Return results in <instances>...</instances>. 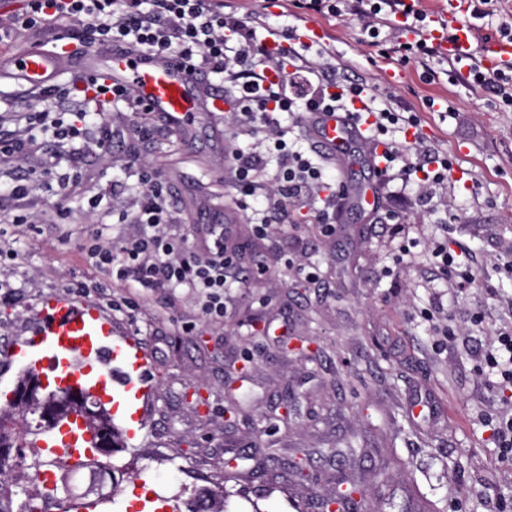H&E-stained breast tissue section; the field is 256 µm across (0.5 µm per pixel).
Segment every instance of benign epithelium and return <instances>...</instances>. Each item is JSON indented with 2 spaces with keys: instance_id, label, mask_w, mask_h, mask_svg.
Wrapping results in <instances>:
<instances>
[{
  "instance_id": "benign-epithelium-1",
  "label": "benign epithelium",
  "mask_w": 512,
  "mask_h": 512,
  "mask_svg": "<svg viewBox=\"0 0 512 512\" xmlns=\"http://www.w3.org/2000/svg\"><path fill=\"white\" fill-rule=\"evenodd\" d=\"M10 398L13 403L30 408L35 426L50 431L78 423L97 437L94 451L106 455L112 453V443L104 437V429L94 420V404L82 391L74 389L55 395L42 380L34 378L14 386ZM345 501L354 503L356 512H362L364 494L355 486L336 489V494L321 503V512H337Z\"/></svg>"
}]
</instances>
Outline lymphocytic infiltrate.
<instances>
[{"label":"lymphocytic infiltrate","mask_w":512,"mask_h":512,"mask_svg":"<svg viewBox=\"0 0 512 512\" xmlns=\"http://www.w3.org/2000/svg\"><path fill=\"white\" fill-rule=\"evenodd\" d=\"M293 5L306 12L355 17L373 38L387 32L384 55L406 52L422 60L440 56L438 45L427 35L426 14L407 0H293ZM18 24L25 30L51 27L66 34L79 25L86 44L144 53L179 62L196 73L222 75L234 101L238 130L254 138L250 154H232L231 167L238 209L257 236H267L273 226H287L295 210L308 206L325 235L336 232L343 187L330 183L319 163L288 143L281 123L282 113L300 107L308 112L354 111L367 125L368 142L384 148L380 178L399 173L428 193L447 184L453 172L452 159L425 146L421 136L404 143L389 139L392 129L417 127L414 116L378 106V93L366 83L326 77L294 47L293 29H283L281 44L270 47L258 38L250 17L225 11L224 0H29ZM409 32L414 41H406ZM83 90L85 96L78 100L72 87L52 85L43 94L56 101V108L9 117L0 113V124L10 118L17 125L0 134V159L22 163L28 155V133L36 128L60 142L78 141L84 148L110 152L108 127L88 120L92 106L113 105L134 114L142 134H152L155 117L129 87L90 76ZM357 98L363 103L359 110L353 107ZM273 150L279 155V168L268 179L264 159ZM134 174L139 189L136 209L112 208L118 223L131 225V232L117 241L101 231L90 235L81 247L83 259L110 280L134 288L188 289L210 322H221L224 298L235 286L238 271L228 225H205L201 247H191L171 210L158 169L138 163ZM483 359L500 386L511 389L512 328L497 331Z\"/></svg>","instance_id":"1"}]
</instances>
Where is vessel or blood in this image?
<instances>
[{"label":"vessel or blood","mask_w":512,"mask_h":512,"mask_svg":"<svg viewBox=\"0 0 512 512\" xmlns=\"http://www.w3.org/2000/svg\"><path fill=\"white\" fill-rule=\"evenodd\" d=\"M447 23L458 29L455 41L445 40L444 25L439 23L431 34L449 57H466L476 47L486 68L512 60L511 38L478 44L458 18L449 17ZM11 63L25 84L41 88L57 75L64 59L59 52L31 47L14 55ZM84 68L107 82L130 87L156 117L183 135L208 109L198 92L196 74L173 61L111 49L103 54L101 64L88 62ZM306 124L333 162L347 161L366 141L364 125L344 112L310 114ZM375 190L371 182L347 188L345 202L358 209L369 208ZM12 356L24 370L42 377L50 389L81 390L101 402L111 415H126L125 432L135 435L140 420L135 406L149 391L145 380L148 363L136 338L115 337L111 317L95 303L58 294L44 296L23 339L13 345ZM34 445L47 455L75 460L89 448L90 436L84 429L64 427L41 435Z\"/></svg>","instance_id":"b4317fda"}]
</instances>
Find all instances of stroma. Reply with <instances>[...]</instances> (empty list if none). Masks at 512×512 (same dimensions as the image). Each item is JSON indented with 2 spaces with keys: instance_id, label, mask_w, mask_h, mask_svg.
I'll return each instance as SVG.
<instances>
[{
  "instance_id": "1",
  "label": "stroma",
  "mask_w": 512,
  "mask_h": 512,
  "mask_svg": "<svg viewBox=\"0 0 512 512\" xmlns=\"http://www.w3.org/2000/svg\"><path fill=\"white\" fill-rule=\"evenodd\" d=\"M231 5L259 18L261 37L270 27L319 26L326 45L308 49V59L368 81L416 115L426 144L454 161L446 198L459 206V223L440 229L434 203L397 178L380 184L374 209L345 212L334 236L301 214L259 238L237 215L224 166L226 143L246 154L253 149L250 137L228 125L232 103L203 117L192 135L156 142L139 136L131 114L105 112L111 153L48 139L26 159V169L37 172L52 155L58 172L75 162L82 176L65 190L70 215L62 234L50 227L55 189L36 187L28 207L46 230L21 238L18 263L0 269L19 296L0 303V399L21 373L4 350L20 340L43 296L66 294L78 279L91 286L88 300L111 294L117 332L136 337L149 364L142 426L117 459L123 465L139 456L146 471L124 477L101 512H140L142 495L179 502L202 489L223 491L226 512H320L339 475L364 490L366 512H425L428 503L434 512H512V479L497 461L488 424L505 394L481 370L483 349L512 324L503 252L512 242V109L472 87L466 64L385 57L356 20L298 15L289 0ZM130 159L162 172L185 229L235 215L233 235L250 279L234 290L223 323L211 324L182 289L127 288L84 263L86 237L105 224L115 239L126 230L112 221V198L137 196L135 178L120 169ZM93 195L100 205L92 212ZM387 210L399 223L377 221ZM443 232L473 274L461 294L425 251ZM258 263L265 274H254ZM300 263L316 272V282L297 272ZM287 337L310 344L316 359L283 352ZM193 388L207 391V410L185 403ZM287 400L294 409L286 415ZM230 448L242 460L229 472ZM305 454L312 461L307 480L291 468Z\"/></svg>"
}]
</instances>
